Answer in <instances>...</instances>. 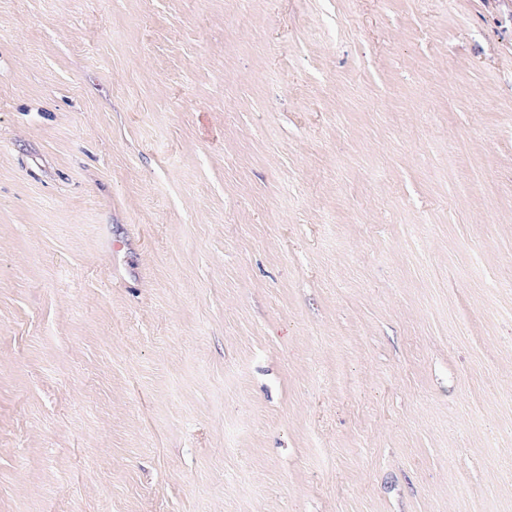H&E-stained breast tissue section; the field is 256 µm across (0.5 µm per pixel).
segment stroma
I'll return each mask as SVG.
<instances>
[{
  "label": "stroma",
  "mask_w": 512,
  "mask_h": 512,
  "mask_svg": "<svg viewBox=\"0 0 512 512\" xmlns=\"http://www.w3.org/2000/svg\"><path fill=\"white\" fill-rule=\"evenodd\" d=\"M512 0H0V512H512Z\"/></svg>",
  "instance_id": "stroma-1"
}]
</instances>
